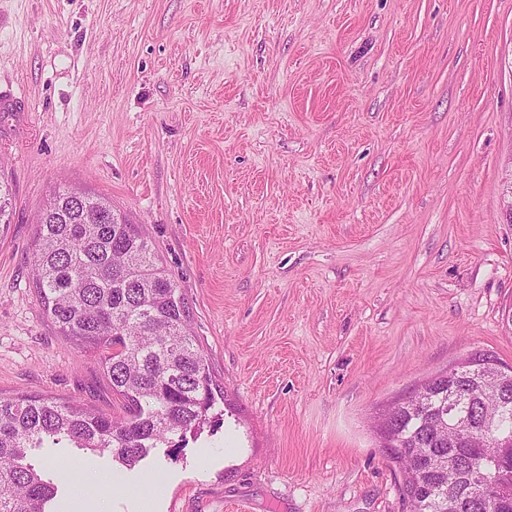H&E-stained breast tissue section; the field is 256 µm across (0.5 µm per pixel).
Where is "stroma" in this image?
Instances as JSON below:
<instances>
[{
  "mask_svg": "<svg viewBox=\"0 0 512 512\" xmlns=\"http://www.w3.org/2000/svg\"><path fill=\"white\" fill-rule=\"evenodd\" d=\"M0 90V395L123 413L32 287L63 186L143 225L224 389L110 512H406L374 416L512 365V0H0ZM40 460L68 501L112 466Z\"/></svg>",
  "mask_w": 512,
  "mask_h": 512,
  "instance_id": "obj_1",
  "label": "stroma"
}]
</instances>
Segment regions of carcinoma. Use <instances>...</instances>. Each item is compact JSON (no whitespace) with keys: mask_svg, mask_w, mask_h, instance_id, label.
<instances>
[{"mask_svg":"<svg viewBox=\"0 0 512 512\" xmlns=\"http://www.w3.org/2000/svg\"><path fill=\"white\" fill-rule=\"evenodd\" d=\"M12 189L0 181V232ZM112 203L58 188L37 215L33 287L47 319L79 349L94 351L126 414L112 416L48 396L0 397V512H53L58 485L31 448H79L132 469L173 437L198 436L217 417L224 388L191 326L189 303L137 224H104ZM474 354L424 383L421 403L396 416L410 512H512V380ZM448 412V432L432 419ZM482 475L476 483L472 475Z\"/></svg>","mask_w":512,"mask_h":512,"instance_id":"obj_1","label":"carcinoma"}]
</instances>
